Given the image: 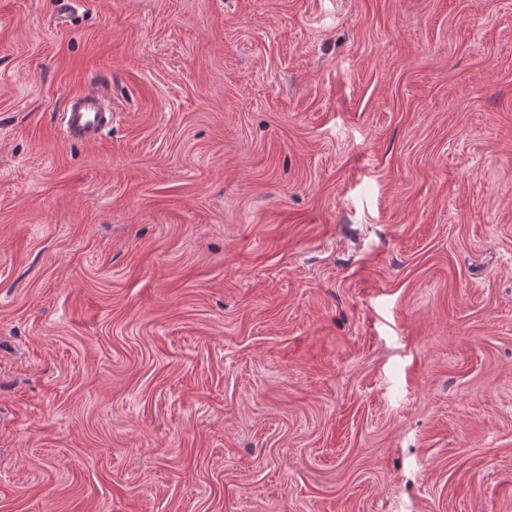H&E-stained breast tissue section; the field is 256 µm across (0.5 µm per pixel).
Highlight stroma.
Segmentation results:
<instances>
[{"mask_svg":"<svg viewBox=\"0 0 512 512\" xmlns=\"http://www.w3.org/2000/svg\"><path fill=\"white\" fill-rule=\"evenodd\" d=\"M0 512H512V0H0ZM60 116L61 131L71 141L97 143L112 128V110L99 91H86L68 98Z\"/></svg>","mask_w":512,"mask_h":512,"instance_id":"35a3bbf8","label":"stroma"}]
</instances>
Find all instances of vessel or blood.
Masks as SVG:
<instances>
[{"instance_id":"1","label":"vessel or blood","mask_w":512,"mask_h":512,"mask_svg":"<svg viewBox=\"0 0 512 512\" xmlns=\"http://www.w3.org/2000/svg\"><path fill=\"white\" fill-rule=\"evenodd\" d=\"M113 113L100 92L87 91L68 98L60 118L64 137L71 141L95 143L111 129Z\"/></svg>"}]
</instances>
